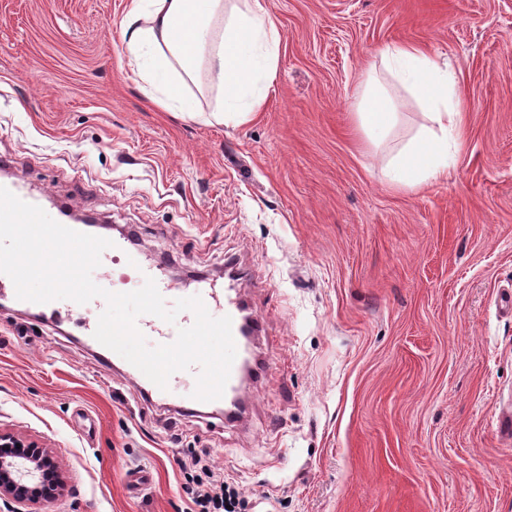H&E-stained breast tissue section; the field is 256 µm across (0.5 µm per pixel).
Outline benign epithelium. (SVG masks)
Instances as JSON below:
<instances>
[{
  "label": "benign epithelium",
  "mask_w": 512,
  "mask_h": 512,
  "mask_svg": "<svg viewBox=\"0 0 512 512\" xmlns=\"http://www.w3.org/2000/svg\"><path fill=\"white\" fill-rule=\"evenodd\" d=\"M69 494L52 453L0 429V503L5 512H39L44 502Z\"/></svg>",
  "instance_id": "7a95c632"
}]
</instances>
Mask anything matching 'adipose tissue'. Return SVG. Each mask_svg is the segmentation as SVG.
Returning <instances> with one entry per match:
<instances>
[{"instance_id": "adipose-tissue-1", "label": "adipose tissue", "mask_w": 512, "mask_h": 512, "mask_svg": "<svg viewBox=\"0 0 512 512\" xmlns=\"http://www.w3.org/2000/svg\"><path fill=\"white\" fill-rule=\"evenodd\" d=\"M125 56L160 108L202 117L185 92L215 88L211 116L239 126L261 112L274 82L280 35L260 0H129L120 22ZM458 74L450 62L409 43L381 49L355 97L354 129L381 145L400 128V92L415 97L427 122L389 159L385 174L415 191L448 173V134L461 131Z\"/></svg>"}]
</instances>
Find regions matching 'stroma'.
<instances>
[{
	"label": "stroma",
	"mask_w": 512,
	"mask_h": 512,
	"mask_svg": "<svg viewBox=\"0 0 512 512\" xmlns=\"http://www.w3.org/2000/svg\"><path fill=\"white\" fill-rule=\"evenodd\" d=\"M280 33L263 112L156 108L117 26L127 0H0V158L45 201L136 233L175 287L245 268L274 369L239 427L147 400L78 326L0 306V428L72 488L41 512H187L209 453L245 512H512V0H261ZM460 70L447 178L394 188L351 106L384 46Z\"/></svg>",
	"instance_id": "stroma-1"
}]
</instances>
